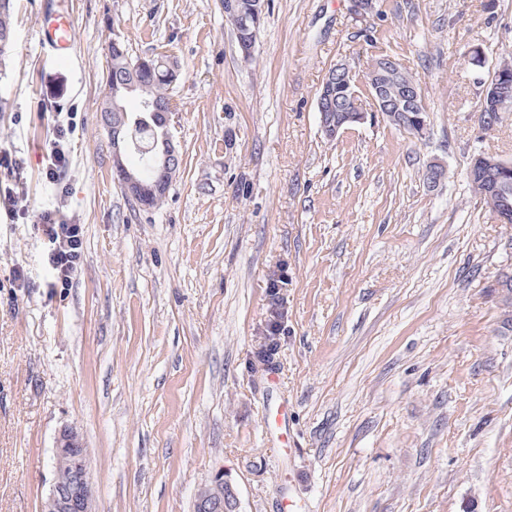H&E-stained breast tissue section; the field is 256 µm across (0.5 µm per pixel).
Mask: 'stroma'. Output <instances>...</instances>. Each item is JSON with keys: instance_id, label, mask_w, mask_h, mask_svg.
<instances>
[{"instance_id": "stroma-1", "label": "stroma", "mask_w": 512, "mask_h": 512, "mask_svg": "<svg viewBox=\"0 0 512 512\" xmlns=\"http://www.w3.org/2000/svg\"><path fill=\"white\" fill-rule=\"evenodd\" d=\"M77 52L38 45L41 0H13L0 60V512H41L59 432L88 450L95 512H193L228 472L241 512H512V224L468 179L512 161V112L479 111L512 54V0H267L242 60L222 0H61ZM115 22L132 58L176 63L181 161L145 211L113 177L98 120ZM479 47L483 67L464 62ZM387 54L424 95L417 137L372 115L326 139L317 91ZM69 122L68 282L38 213L54 126ZM447 174L430 187V162ZM288 265L279 368L247 372L271 269ZM287 413L288 426L278 417Z\"/></svg>"}]
</instances>
